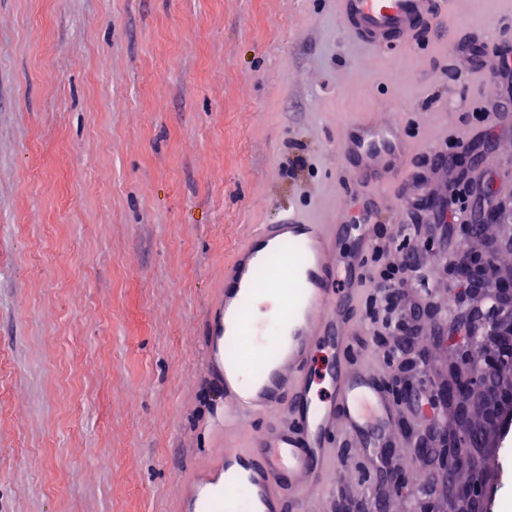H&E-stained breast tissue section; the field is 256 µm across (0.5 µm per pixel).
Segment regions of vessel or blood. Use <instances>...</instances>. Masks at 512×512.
<instances>
[{"instance_id": "b4317fda", "label": "vessel or blood", "mask_w": 512, "mask_h": 512, "mask_svg": "<svg viewBox=\"0 0 512 512\" xmlns=\"http://www.w3.org/2000/svg\"><path fill=\"white\" fill-rule=\"evenodd\" d=\"M345 34L371 50L414 45L438 0H336ZM354 177L377 188L407 152L399 122L351 121L340 149ZM344 222L289 213L261 224L224 267L204 352L222 409L210 425L214 446L189 473L180 512H222L224 485L244 493L240 512H316L335 488L336 445L350 440L375 457L396 411L373 374L350 363L357 325L350 316L375 235L359 225V248L340 262ZM284 254L288 299L275 321L255 323L257 272ZM331 361L320 365V349ZM330 394L314 397L318 384Z\"/></svg>"}]
</instances>
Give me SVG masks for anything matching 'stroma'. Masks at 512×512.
I'll return each mask as SVG.
<instances>
[{"instance_id": "35a3bbf8", "label": "stroma", "mask_w": 512, "mask_h": 512, "mask_svg": "<svg viewBox=\"0 0 512 512\" xmlns=\"http://www.w3.org/2000/svg\"><path fill=\"white\" fill-rule=\"evenodd\" d=\"M512 46V0H455L416 45L354 46L335 0H0V512H177L209 451L219 402L200 342L224 266L251 225L325 221L363 188L343 164L347 121L400 117L427 196L463 178L468 199L512 205V105L492 124L484 75L459 44ZM493 144L479 164L433 167L450 139ZM394 179L376 221L416 246L475 250L457 224L403 211ZM411 357L449 374L433 345L453 277ZM356 314L350 357L384 387L395 331ZM321 512H451L442 494L390 491L358 447Z\"/></svg>"}]
</instances>
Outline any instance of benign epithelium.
Segmentation results:
<instances>
[{"label":"benign epithelium","mask_w":512,"mask_h":512,"mask_svg":"<svg viewBox=\"0 0 512 512\" xmlns=\"http://www.w3.org/2000/svg\"><path fill=\"white\" fill-rule=\"evenodd\" d=\"M512 209L493 208L476 198L465 227L479 239L489 224H511ZM499 245L490 241L483 255L461 264L457 276L470 297V307L445 326L448 348L462 358L465 369L455 372L439 389V401L454 414V424L420 443L416 451L444 467V493L448 498L466 495L463 512H485L479 492L486 473L476 468L505 416L512 415V267L498 262ZM468 474L469 485L457 475Z\"/></svg>","instance_id":"obj_1"}]
</instances>
